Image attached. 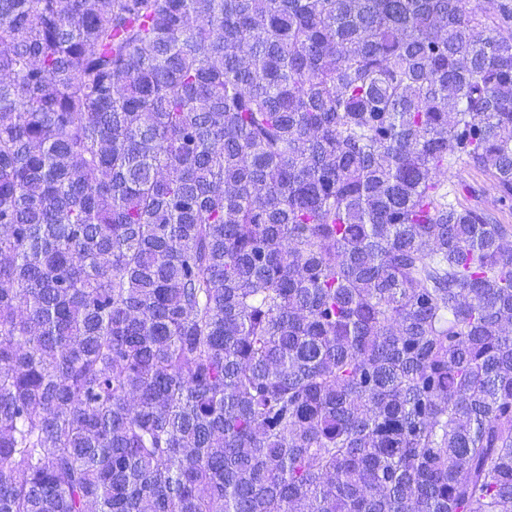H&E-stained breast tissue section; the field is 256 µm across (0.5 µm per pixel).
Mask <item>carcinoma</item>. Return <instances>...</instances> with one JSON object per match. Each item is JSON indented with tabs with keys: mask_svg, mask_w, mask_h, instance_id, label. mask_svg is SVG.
Segmentation results:
<instances>
[{
	"mask_svg": "<svg viewBox=\"0 0 512 512\" xmlns=\"http://www.w3.org/2000/svg\"><path fill=\"white\" fill-rule=\"evenodd\" d=\"M512 0H0V512H512ZM448 193L450 200L495 212L503 224H512V203L502 204L494 181L468 162L457 161L448 171Z\"/></svg>",
	"mask_w": 512,
	"mask_h": 512,
	"instance_id": "cac0c4a2",
	"label": "carcinoma"
}]
</instances>
